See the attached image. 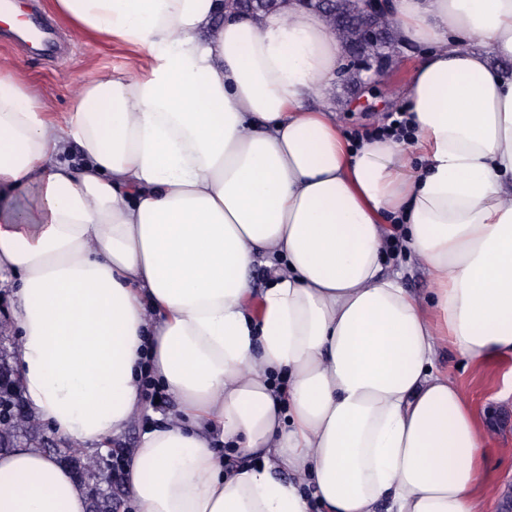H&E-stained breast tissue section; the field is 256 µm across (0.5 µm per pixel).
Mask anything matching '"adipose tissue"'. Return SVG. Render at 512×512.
<instances>
[{"mask_svg": "<svg viewBox=\"0 0 512 512\" xmlns=\"http://www.w3.org/2000/svg\"><path fill=\"white\" fill-rule=\"evenodd\" d=\"M50 7L147 71L92 78L56 124L0 70V274L21 282L29 411L106 448L143 377L165 386L176 413L127 456L138 512H478L486 434L434 358H512V0H392L399 38L431 46L411 134L357 143L311 104L342 49L295 0ZM401 252L429 305L391 274ZM87 509L52 454L0 455V512ZM396 265L401 266L404 270L402 280L404 288L420 300L428 297L434 284L429 273L421 264L415 258L410 260L405 258L402 263H396Z\"/></svg>", "mask_w": 512, "mask_h": 512, "instance_id": "obj_1", "label": "adipose tissue"}]
</instances>
